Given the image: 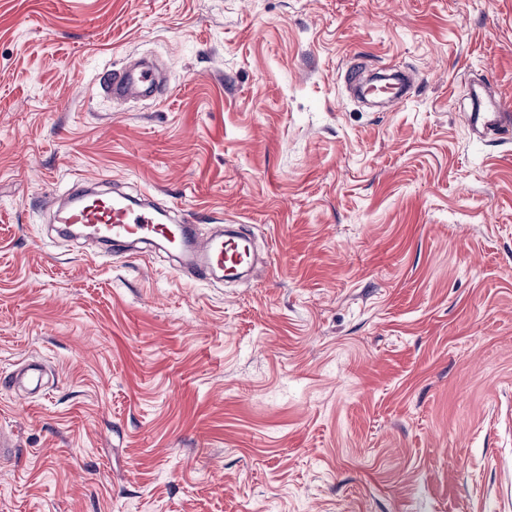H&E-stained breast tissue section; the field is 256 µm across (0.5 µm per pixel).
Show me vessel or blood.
Returning <instances> with one entry per match:
<instances>
[{"instance_id": "1", "label": "vessel or blood", "mask_w": 512, "mask_h": 512, "mask_svg": "<svg viewBox=\"0 0 512 512\" xmlns=\"http://www.w3.org/2000/svg\"><path fill=\"white\" fill-rule=\"evenodd\" d=\"M100 87L116 101L136 96L158 98L165 93L155 71L138 63L103 75ZM475 118L497 133L512 129V113L494 101L484 102ZM45 205L54 210L58 223L86 228L110 248L139 243L179 254L175 271L183 278L201 279L216 271L236 272L255 265L249 234L228 231L201 240L189 219H173L170 210L143 206L119 192H99L77 181L63 198H47Z\"/></svg>"}]
</instances>
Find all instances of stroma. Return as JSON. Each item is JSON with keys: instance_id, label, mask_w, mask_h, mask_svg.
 Segmentation results:
<instances>
[{"instance_id": "obj_1", "label": "stroma", "mask_w": 512, "mask_h": 512, "mask_svg": "<svg viewBox=\"0 0 512 512\" xmlns=\"http://www.w3.org/2000/svg\"><path fill=\"white\" fill-rule=\"evenodd\" d=\"M165 101L112 102L131 57ZM415 80L381 112L347 70ZM512 0H0V512H512ZM116 181L266 269L56 232ZM486 112H480L481 108ZM476 122L480 121L484 128L494 133L508 131L512 127V114L503 110L497 102L479 98L478 111L474 114Z\"/></svg>"}]
</instances>
